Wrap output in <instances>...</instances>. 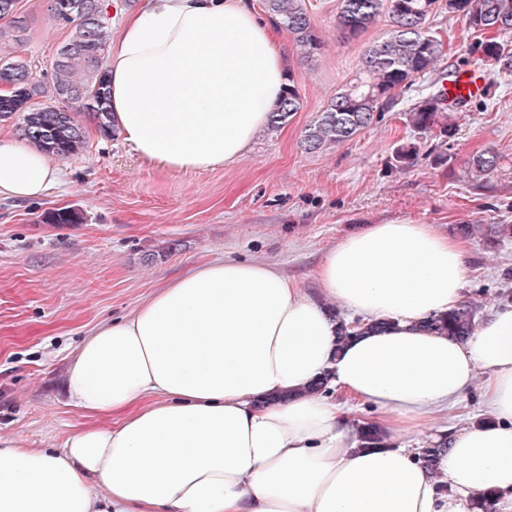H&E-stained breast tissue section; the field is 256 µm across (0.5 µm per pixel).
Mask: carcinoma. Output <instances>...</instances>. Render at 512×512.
<instances>
[{"label":"carcinoma","mask_w":512,"mask_h":512,"mask_svg":"<svg viewBox=\"0 0 512 512\" xmlns=\"http://www.w3.org/2000/svg\"><path fill=\"white\" fill-rule=\"evenodd\" d=\"M340 0L338 27L347 37L365 32L380 20L387 22L383 39L366 50L356 75L316 119L305 128L302 146L308 153L326 146L343 144L373 123L377 114L395 106L394 91L409 88L413 82L432 71L443 53L442 40L433 34L428 22L439 7V0ZM81 15L52 12L55 22L69 29L68 38L82 42L65 63L50 66L44 81L30 79L28 63L17 55L4 52L1 46L20 40L25 20L0 10V84L8 86L0 95V120L17 117L24 139L33 146L61 157H68L85 147V132L74 116L65 110L35 102L37 98L62 100L61 92L78 88L83 98L70 102L81 105L92 115L100 134L115 136L108 107V80L105 66L110 20L102 16L110 3L86 0ZM265 9L275 26L291 34L296 47L306 59H313L323 48L318 30L309 15L305 0H265ZM452 12L465 21L468 31L482 35L477 48L485 60L498 68V74L512 77V45L504 36L512 33V0H453ZM301 105V96L288 78V85L268 129L273 131L288 122ZM454 105L440 90L419 102L409 112V121L420 131L446 144L453 125L448 113ZM475 176H486L498 165L496 152L485 149L472 156ZM427 329L448 333L465 340L475 327L471 306L461 304L448 313L425 322ZM359 446L364 450L387 447L384 432L366 423L359 429Z\"/></svg>","instance_id":"1"}]
</instances>
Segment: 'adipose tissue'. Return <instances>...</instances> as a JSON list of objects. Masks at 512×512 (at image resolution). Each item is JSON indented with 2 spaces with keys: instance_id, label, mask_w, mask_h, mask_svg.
Here are the masks:
<instances>
[{
  "instance_id": "obj_1",
  "label": "adipose tissue",
  "mask_w": 512,
  "mask_h": 512,
  "mask_svg": "<svg viewBox=\"0 0 512 512\" xmlns=\"http://www.w3.org/2000/svg\"><path fill=\"white\" fill-rule=\"evenodd\" d=\"M109 106L144 160L176 172L243 157L276 111L286 61L251 0H147L108 59ZM48 153L0 138V197L41 198ZM462 242L367 224L317 289L258 261L200 265L93 328L65 374L89 419L58 448L0 442V512H512V303L465 341L424 329L457 307ZM338 307L362 316L337 347ZM493 414L455 427L425 470L411 437L473 387ZM393 441L359 447L357 406Z\"/></svg>"
}]
</instances>
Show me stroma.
Listing matches in <instances>:
<instances>
[{"label": "stroma", "mask_w": 512, "mask_h": 512, "mask_svg": "<svg viewBox=\"0 0 512 512\" xmlns=\"http://www.w3.org/2000/svg\"><path fill=\"white\" fill-rule=\"evenodd\" d=\"M324 39L314 60L300 59L287 31L276 37L301 94L298 112L277 132L259 133L251 152L224 167L171 172L142 160L122 138L101 135L85 113L76 118L87 144L59 159L60 179L43 198H0V440L57 448L86 418L65 393L71 354L93 327L122 317L165 281L199 265L253 260L275 265L303 287L326 252L363 224L409 221L448 235L470 226L464 301L478 315L512 302V238L485 233L512 224V81L480 71L495 87L453 113L447 144L409 125L407 114L458 70L471 68L474 40L462 18L436 13L430 27L445 45L433 73L397 89L396 106L352 140L305 152L304 130L354 76L364 51L385 34L377 23L357 38L336 26L340 0H305ZM51 0H19L26 30L13 54L42 79L68 36ZM414 143L410 165L395 159ZM494 150L498 168L473 178V154ZM447 153L440 164L438 153ZM76 210L77 224L47 214ZM479 391L420 433L416 449L440 441L446 428L491 421Z\"/></svg>", "instance_id": "1"}]
</instances>
